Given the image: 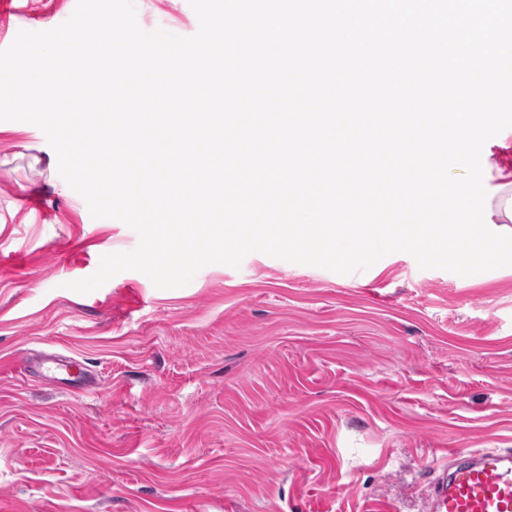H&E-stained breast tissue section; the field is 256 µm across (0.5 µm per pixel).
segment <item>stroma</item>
I'll use <instances>...</instances> for the list:
<instances>
[{
  "instance_id": "35a3bbf8",
  "label": "stroma",
  "mask_w": 512,
  "mask_h": 512,
  "mask_svg": "<svg viewBox=\"0 0 512 512\" xmlns=\"http://www.w3.org/2000/svg\"><path fill=\"white\" fill-rule=\"evenodd\" d=\"M76 0H0V50ZM194 35L188 0H134ZM36 126L0 121V512H424L448 449L512 448V271L395 252L339 274L248 254L160 289ZM79 358L70 392L18 358Z\"/></svg>"
}]
</instances>
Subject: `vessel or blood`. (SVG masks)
<instances>
[{
    "label": "vessel or blood",
    "mask_w": 512,
    "mask_h": 512,
    "mask_svg": "<svg viewBox=\"0 0 512 512\" xmlns=\"http://www.w3.org/2000/svg\"><path fill=\"white\" fill-rule=\"evenodd\" d=\"M427 512H512V448L449 449Z\"/></svg>",
    "instance_id": "obj_1"
}]
</instances>
